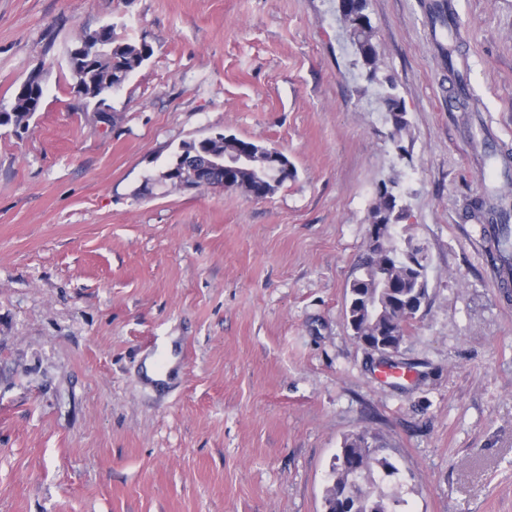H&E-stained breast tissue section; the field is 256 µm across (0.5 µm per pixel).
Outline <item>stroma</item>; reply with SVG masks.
<instances>
[{
  "instance_id": "obj_1",
  "label": "stroma",
  "mask_w": 512,
  "mask_h": 512,
  "mask_svg": "<svg viewBox=\"0 0 512 512\" xmlns=\"http://www.w3.org/2000/svg\"><path fill=\"white\" fill-rule=\"evenodd\" d=\"M430 3L368 0L401 160L336 0H0V111L45 69L41 111L0 127V512H324L362 433L401 512H512V288L471 208L484 160L512 172V0H451L466 111ZM104 25L152 49L110 124L67 58ZM217 133L295 176L264 200L160 183ZM390 178L428 295L384 357L346 310Z\"/></svg>"
}]
</instances>
